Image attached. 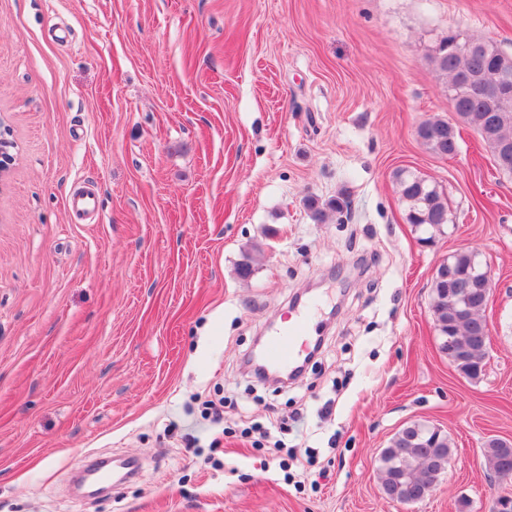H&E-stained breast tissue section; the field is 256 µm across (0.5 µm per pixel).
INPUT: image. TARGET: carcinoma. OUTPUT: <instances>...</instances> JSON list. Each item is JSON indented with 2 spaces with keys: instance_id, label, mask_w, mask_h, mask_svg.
<instances>
[{
  "instance_id": "1",
  "label": "carcinoma",
  "mask_w": 512,
  "mask_h": 512,
  "mask_svg": "<svg viewBox=\"0 0 512 512\" xmlns=\"http://www.w3.org/2000/svg\"><path fill=\"white\" fill-rule=\"evenodd\" d=\"M464 43L472 44V48L460 49ZM429 60L438 76L445 79L448 99L458 120L480 134L491 130L482 140L493 160H498L501 146L512 149V100L498 104L489 96L474 94L470 87L475 80L495 81L505 63L512 70V55L505 53L492 39L450 30L433 48ZM417 136L428 150L439 156L455 155L461 138L459 127L442 118L421 123ZM396 180L401 199L407 206L408 223L429 234L441 231L448 224V201L436 185L404 169L396 173ZM448 263L459 272L467 271L474 264V254L458 251ZM448 288L450 285L445 283L433 291L432 309L441 349H448V331L454 330L450 360L461 373L475 379L484 371L489 344L484 318L488 298L472 296L464 313L458 314L448 308ZM451 456L448 434L437 428L407 426L393 436L381 454L382 488L393 499L411 484L436 483L448 468ZM484 457L491 476L512 475L511 444L494 439L487 443Z\"/></svg>"
}]
</instances>
